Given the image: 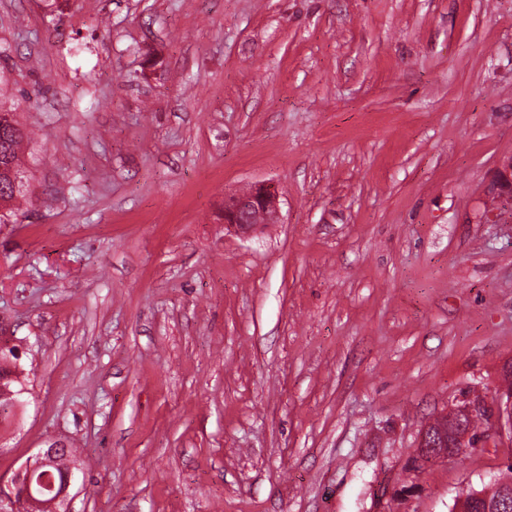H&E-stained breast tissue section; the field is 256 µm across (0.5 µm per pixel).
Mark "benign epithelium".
Instances as JSON below:
<instances>
[{
	"instance_id": "1",
	"label": "benign epithelium",
	"mask_w": 512,
	"mask_h": 512,
	"mask_svg": "<svg viewBox=\"0 0 512 512\" xmlns=\"http://www.w3.org/2000/svg\"><path fill=\"white\" fill-rule=\"evenodd\" d=\"M498 197L512 201V157L502 163L497 180ZM279 200L272 187L266 183L259 184L250 191L230 196L224 202V223L228 227L243 233H250L260 227L255 215H261L268 223L278 218ZM460 416L472 420L482 413H487L483 430L473 435L471 430L459 438L458 447L446 453L436 454L432 451L435 444L429 439L428 448L418 454L415 467L421 468L433 461L452 459L466 449L480 450L488 440L512 436V395L508 401L502 396L488 401L483 398L465 399L458 407ZM41 472L44 475L43 490L53 495V503L60 504L70 495L71 489L78 483L81 466L62 455V448L52 444L41 449L33 458L26 460L8 478L0 475V501L7 503L12 512H35L39 502L33 494V476ZM500 495L490 499L484 494L471 490L463 493L457 500V510L465 512L473 504L480 512H512V484L498 483Z\"/></svg>"
}]
</instances>
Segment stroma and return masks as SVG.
<instances>
[{"label": "stroma", "instance_id": "obj_1", "mask_svg": "<svg viewBox=\"0 0 512 512\" xmlns=\"http://www.w3.org/2000/svg\"><path fill=\"white\" fill-rule=\"evenodd\" d=\"M63 9L0 0V474L57 443L71 512H450L504 471L409 463L512 362V0ZM258 183L279 223L226 228ZM32 132L27 131L16 120L14 112L0 109V162L12 164L17 170L23 169V147L31 138ZM15 189L10 179L0 172V224L15 223L11 220L16 216L22 202H26L27 188Z\"/></svg>", "mask_w": 512, "mask_h": 512}]
</instances>
